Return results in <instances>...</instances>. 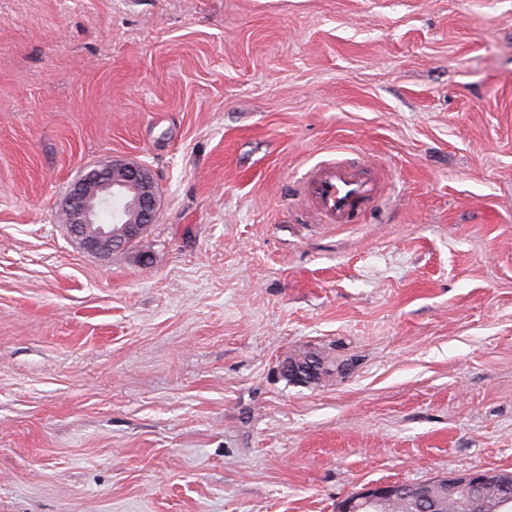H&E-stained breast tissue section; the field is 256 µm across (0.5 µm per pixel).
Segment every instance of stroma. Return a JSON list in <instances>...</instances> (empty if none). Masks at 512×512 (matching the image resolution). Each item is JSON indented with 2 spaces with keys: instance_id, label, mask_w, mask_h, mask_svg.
Wrapping results in <instances>:
<instances>
[{
  "instance_id": "1",
  "label": "stroma",
  "mask_w": 512,
  "mask_h": 512,
  "mask_svg": "<svg viewBox=\"0 0 512 512\" xmlns=\"http://www.w3.org/2000/svg\"><path fill=\"white\" fill-rule=\"evenodd\" d=\"M111 160L159 210L104 259L56 204ZM336 161L362 223L306 199ZM478 470L512 471V0H0V512ZM305 193L315 209L333 224H352L377 195V185L366 170L344 162L314 171Z\"/></svg>"
}]
</instances>
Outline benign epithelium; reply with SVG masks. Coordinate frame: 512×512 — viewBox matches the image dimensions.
<instances>
[{
  "instance_id": "1",
  "label": "benign epithelium",
  "mask_w": 512,
  "mask_h": 512,
  "mask_svg": "<svg viewBox=\"0 0 512 512\" xmlns=\"http://www.w3.org/2000/svg\"><path fill=\"white\" fill-rule=\"evenodd\" d=\"M119 194L129 201L128 216L118 224L97 222L99 208L108 197ZM65 215L70 237L84 250L111 257L140 239L155 223L158 211L157 187L151 170L134 163L109 161L87 170L69 188L59 204ZM512 479L493 471H476L465 475L446 474L431 483L446 485L463 495L465 512H496L512 495L497 491L509 489ZM423 483L412 486L382 483L364 488L336 503V512H383L395 497H420Z\"/></svg>"
}]
</instances>
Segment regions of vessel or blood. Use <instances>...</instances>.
<instances>
[{"mask_svg":"<svg viewBox=\"0 0 512 512\" xmlns=\"http://www.w3.org/2000/svg\"><path fill=\"white\" fill-rule=\"evenodd\" d=\"M305 193L315 209L336 224L352 223L378 194L366 170L343 162L314 171Z\"/></svg>","mask_w":512,"mask_h":512,"instance_id":"vessel-or-blood-1","label":"vessel or blood"}]
</instances>
